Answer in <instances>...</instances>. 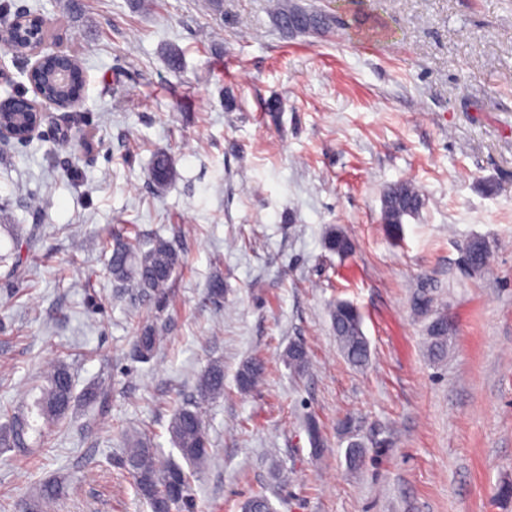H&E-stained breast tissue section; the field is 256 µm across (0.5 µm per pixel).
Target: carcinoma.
<instances>
[{
    "label": "carcinoma",
    "mask_w": 512,
    "mask_h": 512,
    "mask_svg": "<svg viewBox=\"0 0 512 512\" xmlns=\"http://www.w3.org/2000/svg\"><path fill=\"white\" fill-rule=\"evenodd\" d=\"M280 27L290 30L320 31L328 26V19L322 14L307 11L292 0H272L270 6ZM153 179L161 186L175 178L171 158L158 152L151 167ZM423 206L419 189L409 181H399L388 187L382 199L381 221L396 234L400 231L405 217L417 213ZM134 236L117 235L113 243H101L104 251H111L108 261L113 284L118 288H136L139 292L162 298L167 294L173 275L182 264V259L171 243L160 235L147 240L129 226ZM325 248L340 256L352 252L350 240L339 230L331 228L325 235ZM472 265L482 273L487 269L490 244L481 238L468 242ZM414 310L419 315L431 317L426 326L428 352L430 357L442 362L448 358L451 348L452 329L448 326V315L443 309L434 307V298L420 295L414 300ZM331 323L340 350L348 363L363 368L369 363L370 351L362 331L360 311L352 304L337 302L331 310ZM164 337L145 326L135 336V351L143 360L154 356ZM288 366L297 373L308 368V354L303 343L288 346L285 353ZM264 367L257 360L244 362L237 372L240 391L249 392L262 380ZM103 393L100 384L86 388L75 395L72 377L63 364L56 365L46 377L40 397L33 407L46 427L56 426L67 418L77 399L90 404ZM224 395V365L213 362L201 373L197 383L198 400L179 406L168 427L170 440L177 449L184 464L173 459H160L151 441L137 431L126 434L127 450L122 457L124 470L132 477L135 490L145 500L152 512H194L195 504L191 483L197 472L209 457L208 439L204 429L202 405ZM0 415L8 422L0 428V447L29 450L26 435L29 431L41 432V428L30 423L31 413L14 414L11 408L0 407ZM180 479L184 486L182 498L173 499L169 486L174 479ZM66 478L60 476L41 485L37 494L25 503V512H45L47 505L64 494ZM244 512H273L269 499L257 494L248 499Z\"/></svg>",
    "instance_id": "obj_1"
}]
</instances>
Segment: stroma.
<instances>
[{"instance_id":"1","label":"stroma","mask_w":512,"mask_h":512,"mask_svg":"<svg viewBox=\"0 0 512 512\" xmlns=\"http://www.w3.org/2000/svg\"><path fill=\"white\" fill-rule=\"evenodd\" d=\"M37 2L84 88L77 112L0 144V222L22 227L17 243L0 231V406H31L59 362L76 391L107 390L33 452L0 450V512L60 475L51 512H151L120 465L124 433L176 456L172 411L214 361L224 395L205 410L195 512L257 493L274 512H512L494 496L512 482V0H298L334 22L293 34L268 0H12ZM159 151L176 169L164 188ZM400 180L424 205L393 237L381 206ZM130 224L182 258L164 301L112 284L97 242ZM332 227L351 255L325 248ZM474 238L492 246L481 274L461 264ZM424 290L453 327L441 363L413 310ZM339 301L362 315L366 368L338 347ZM146 325L166 343L145 362ZM298 341L300 375L284 357ZM253 358L266 375L244 394ZM175 169L171 158L166 153L158 152L154 155L151 167L153 179L161 186L175 178ZM264 367L260 361L248 360L244 362L237 372V385L240 392H249L262 380Z\"/></svg>"}]
</instances>
